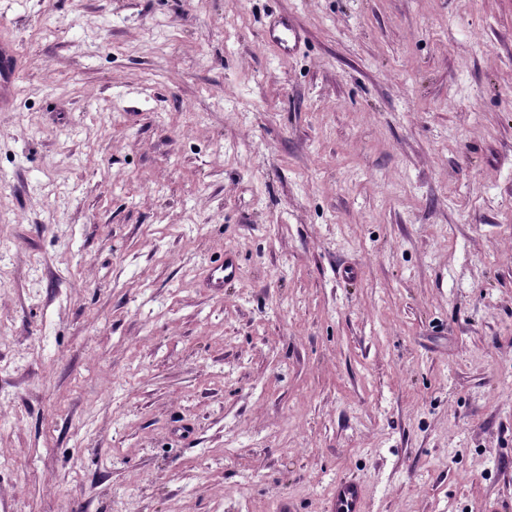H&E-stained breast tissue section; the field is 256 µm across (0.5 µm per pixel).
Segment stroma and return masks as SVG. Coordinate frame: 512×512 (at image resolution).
Here are the masks:
<instances>
[{"mask_svg":"<svg viewBox=\"0 0 512 512\" xmlns=\"http://www.w3.org/2000/svg\"><path fill=\"white\" fill-rule=\"evenodd\" d=\"M4 43L0 512H512V0H0ZM266 40L275 47L288 50L296 45L300 38V30L284 18L274 19L265 29ZM239 272L238 256L235 251L227 249L223 257L210 266L205 273V281L209 288L219 292L226 281L237 278ZM363 490L351 479H340L334 486L330 508L334 512H363Z\"/></svg>","mask_w":512,"mask_h":512,"instance_id":"stroma-1","label":"stroma"}]
</instances>
